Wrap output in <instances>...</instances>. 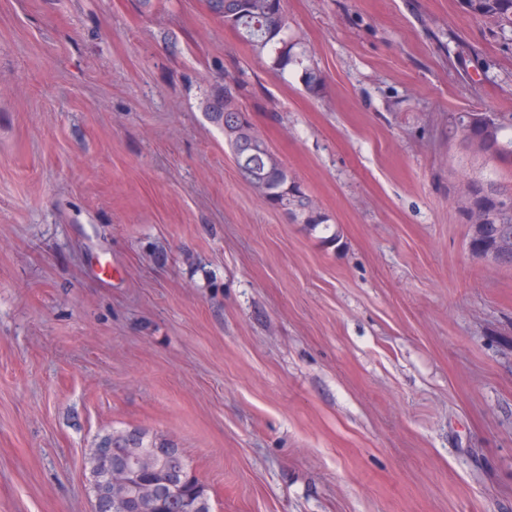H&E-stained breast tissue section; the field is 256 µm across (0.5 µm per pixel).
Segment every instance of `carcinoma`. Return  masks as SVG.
I'll use <instances>...</instances> for the list:
<instances>
[{
    "label": "carcinoma",
    "instance_id": "1",
    "mask_svg": "<svg viewBox=\"0 0 512 512\" xmlns=\"http://www.w3.org/2000/svg\"><path fill=\"white\" fill-rule=\"evenodd\" d=\"M212 13L224 21V25L237 31L241 40L252 50L280 45L273 58V67L285 70L291 62L288 47V18L283 13L281 0H207ZM468 14L496 24L500 30L512 29V0H460ZM243 87L238 83H224L213 96L208 106L210 119L224 126V114L240 112L236 104ZM493 117L496 132L488 146L475 150V156L512 164V122L492 112H454L448 117V141H473L485 136L484 120ZM231 146L236 165L242 177L248 181L271 205H288V212L302 210L301 223L311 231L322 227L330 229L325 218L317 209L308 208L309 197L300 186L288 176V171L272 150L266 139L254 128L251 121L224 132ZM469 191L477 205L485 211V225L471 230L470 246L477 253L484 252L493 261L499 258L491 255L496 240L512 235V186L492 177H478L464 173L460 176L454 193Z\"/></svg>",
    "mask_w": 512,
    "mask_h": 512
}]
</instances>
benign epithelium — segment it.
I'll use <instances>...</instances> for the list:
<instances>
[{"label": "benign epithelium", "mask_w": 512, "mask_h": 512, "mask_svg": "<svg viewBox=\"0 0 512 512\" xmlns=\"http://www.w3.org/2000/svg\"><path fill=\"white\" fill-rule=\"evenodd\" d=\"M180 448H142L130 435L125 446L97 445L87 458L89 474L105 473V480L93 484V510L108 512H160L165 491L178 492L182 484L169 473L182 466Z\"/></svg>", "instance_id": "obj_1"}]
</instances>
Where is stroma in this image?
Masks as SVG:
<instances>
[{"label": "stroma", "mask_w": 512, "mask_h": 512, "mask_svg": "<svg viewBox=\"0 0 512 512\" xmlns=\"http://www.w3.org/2000/svg\"><path fill=\"white\" fill-rule=\"evenodd\" d=\"M282 6L278 71L207 0H0V512H92L86 458L134 427L212 512H512V266L452 193L512 167L448 140L512 114V33ZM226 74L336 246L240 175Z\"/></svg>", "instance_id": "stroma-1"}]
</instances>
